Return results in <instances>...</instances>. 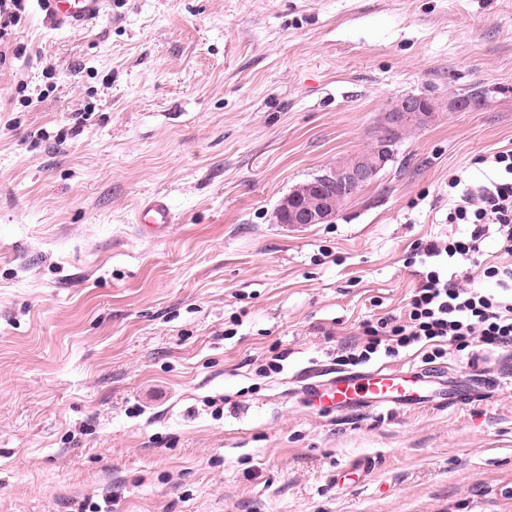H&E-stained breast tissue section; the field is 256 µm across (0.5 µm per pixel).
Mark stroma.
I'll return each instance as SVG.
<instances>
[{
	"instance_id": "stroma-1",
	"label": "stroma",
	"mask_w": 512,
	"mask_h": 512,
	"mask_svg": "<svg viewBox=\"0 0 512 512\" xmlns=\"http://www.w3.org/2000/svg\"><path fill=\"white\" fill-rule=\"evenodd\" d=\"M10 41L0 512H512V353L449 345L463 407L336 415L299 391L404 309L414 244L461 232L449 175L512 148V0H107L78 31L28 0ZM475 88L332 223H278L404 96ZM156 194L178 221L151 240ZM174 220L175 214L168 198L165 195H155L139 205L135 228L141 236L162 238Z\"/></svg>"
}]
</instances>
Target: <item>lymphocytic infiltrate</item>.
Wrapping results in <instances>:
<instances>
[{"label":"lymphocytic infiltrate","instance_id":"obj_1","mask_svg":"<svg viewBox=\"0 0 512 512\" xmlns=\"http://www.w3.org/2000/svg\"><path fill=\"white\" fill-rule=\"evenodd\" d=\"M488 163L493 174L480 185L458 174L449 177L455 200L448 221L464 225V232L413 247L409 260L422 266L423 279L404 313L364 321L361 341L343 350L340 365H364L413 348L432 363L446 356L451 343L475 342L489 350L512 346V149L495 152ZM488 239L510 263L484 266L486 287H461L458 268L475 263Z\"/></svg>","mask_w":512,"mask_h":512}]
</instances>
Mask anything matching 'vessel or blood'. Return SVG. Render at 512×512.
I'll use <instances>...</instances> for the list:
<instances>
[{"label":"vessel or blood","mask_w":512,"mask_h":512,"mask_svg":"<svg viewBox=\"0 0 512 512\" xmlns=\"http://www.w3.org/2000/svg\"><path fill=\"white\" fill-rule=\"evenodd\" d=\"M59 23L78 27L101 14L106 0H51ZM175 214L166 196L143 201L136 212L138 234L160 238L167 234ZM310 404L320 410L375 411L404 407L448 406L466 403L471 393L441 382L438 374L410 365L379 367L368 372H339L325 380L305 384Z\"/></svg>","instance_id":"1"}]
</instances>
